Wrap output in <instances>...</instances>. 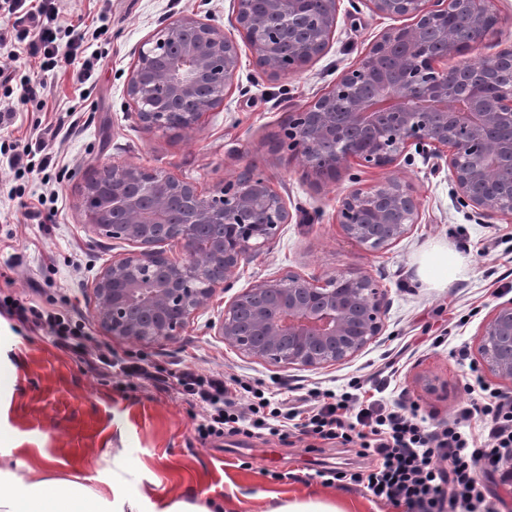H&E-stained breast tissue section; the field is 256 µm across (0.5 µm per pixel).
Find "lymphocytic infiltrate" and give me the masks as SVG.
<instances>
[{
    "label": "lymphocytic infiltrate",
    "mask_w": 512,
    "mask_h": 512,
    "mask_svg": "<svg viewBox=\"0 0 512 512\" xmlns=\"http://www.w3.org/2000/svg\"><path fill=\"white\" fill-rule=\"evenodd\" d=\"M0 12L14 19L13 29L24 50H10L0 63V85L20 81L26 96H38L43 80L17 79L10 62L20 52L37 58L41 71H53L59 61L79 62L87 77L98 55L78 58L73 42H62L56 0H0ZM31 317L58 345L86 359L102 373L120 367L126 377L172 390L203 409L197 427L205 437H253L266 430L277 435L291 431L321 440L333 448H351L364 466L326 468L324 483L351 482L366 488L377 501L405 505L408 512H498L478 472L493 475L512 459V398L482 385L470 389L469 402L448 422L432 427L417 407L367 395L360 377H351L345 391L314 387L294 403L265 396L240 375L201 374L186 370L165 373L145 366L140 357L117 359L111 349L89 347L85 336L69 322L40 311L15 308Z\"/></svg>",
    "instance_id": "1"
}]
</instances>
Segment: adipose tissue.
<instances>
[{"instance_id": "1", "label": "adipose tissue", "mask_w": 512, "mask_h": 512, "mask_svg": "<svg viewBox=\"0 0 512 512\" xmlns=\"http://www.w3.org/2000/svg\"><path fill=\"white\" fill-rule=\"evenodd\" d=\"M460 272V260L447 249L424 253L420 259L422 281L445 286ZM0 512H198L184 501L164 505L125 499L120 491L104 498L78 481L41 478L17 480L11 463L0 462Z\"/></svg>"}]
</instances>
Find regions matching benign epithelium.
<instances>
[{"label": "benign epithelium", "instance_id": "7a95c632", "mask_svg": "<svg viewBox=\"0 0 512 512\" xmlns=\"http://www.w3.org/2000/svg\"><path fill=\"white\" fill-rule=\"evenodd\" d=\"M377 13L410 18L373 42L358 66L306 109L289 114L277 151L298 160L317 184L355 163L384 169L410 148L443 157L460 200L512 220V46L465 70L440 67L463 45L498 30L496 0H366ZM234 0L237 34L193 17L170 22L139 47L127 95L149 130L196 128L221 105L239 70L242 38L262 73L280 77L323 56L335 34L339 0ZM112 182L91 180L88 226L142 247L112 262L94 287L95 317L112 336L161 342L228 288L242 261L292 220L286 201L261 174L224 181L215 195L161 171L114 165ZM419 218L407 182L391 177L355 188L336 223L371 250L405 236ZM181 244L170 259L159 245ZM385 293L366 275L323 282L290 273L236 294L224 305V343L289 367L318 368L354 358L383 331ZM487 370L512 383V302L481 327Z\"/></svg>", "mask_w": 512, "mask_h": 512}]
</instances>
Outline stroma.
<instances>
[{"label": "stroma", "instance_id": "35a3bbf8", "mask_svg": "<svg viewBox=\"0 0 512 512\" xmlns=\"http://www.w3.org/2000/svg\"><path fill=\"white\" fill-rule=\"evenodd\" d=\"M499 32L452 58L449 67L494 57L512 45V0H497ZM191 16L231 29L233 0H65L59 16L70 38L94 37L101 58L77 83L76 68L55 69L42 95L5 93L14 108L0 128V457L19 461L18 479L33 472L80 479L111 496L163 504L186 500L228 512H274L289 501L319 500L359 512H406L375 501L363 486L327 485L318 465L358 466L351 453L306 452L288 435L204 438L202 410L181 396L156 390L119 372L108 375L56 346L47 332L5 311L8 302L61 315L92 344L133 351L176 372L185 367L237 372L253 386L286 397L314 385L341 388L352 376L375 377L385 361L399 364L396 394L428 422L447 421L467 400L465 385L481 380L512 398V384L482 372L479 332L491 310L512 301V221L460 205L443 160L421 152L387 169L351 166L333 183L317 186L298 163L271 149L288 113L331 90L355 67L392 19L366 0H341L328 51L308 66L278 78L262 74L241 46L236 85L223 104L193 131L174 136L144 128L127 103L126 85L139 45L173 20ZM44 138L56 164L16 178L8 155ZM135 164L214 191L245 168L268 178L286 200L290 223L242 264L231 288L216 290L208 305L170 339L142 343L110 336L94 318L93 288L112 262L135 252L122 239L95 233L84 221L88 179L112 164ZM400 177L415 190L419 219L396 243L377 251L348 238L335 220L340 198L358 187ZM55 191L52 219L28 218L24 204ZM443 246L463 270L445 288L418 276V260ZM295 273L323 281L366 274L387 294L381 336L350 361L315 369L289 368L228 346L218 327L224 305L242 290Z\"/></svg>", "mask_w": 512, "mask_h": 512}]
</instances>
